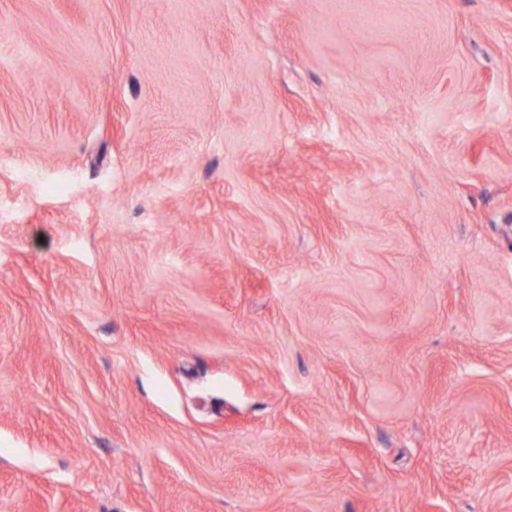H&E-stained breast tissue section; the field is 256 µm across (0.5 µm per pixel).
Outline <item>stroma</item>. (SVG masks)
Wrapping results in <instances>:
<instances>
[{
	"label": "stroma",
	"mask_w": 512,
	"mask_h": 512,
	"mask_svg": "<svg viewBox=\"0 0 512 512\" xmlns=\"http://www.w3.org/2000/svg\"><path fill=\"white\" fill-rule=\"evenodd\" d=\"M0 512H512V0H0Z\"/></svg>",
	"instance_id": "stroma-1"
}]
</instances>
